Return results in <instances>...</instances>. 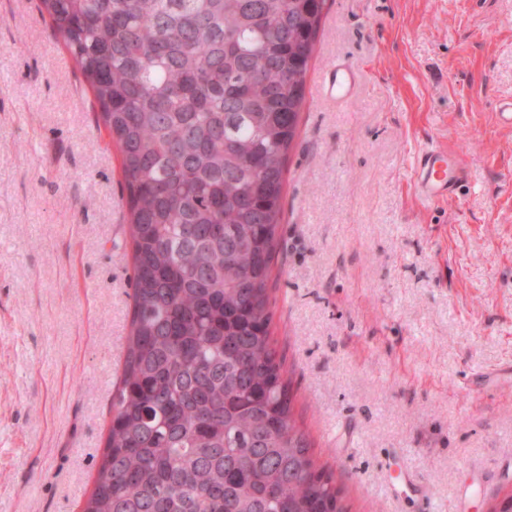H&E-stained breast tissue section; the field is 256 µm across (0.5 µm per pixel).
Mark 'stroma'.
<instances>
[{"label":"stroma","instance_id":"stroma-1","mask_svg":"<svg viewBox=\"0 0 512 512\" xmlns=\"http://www.w3.org/2000/svg\"><path fill=\"white\" fill-rule=\"evenodd\" d=\"M353 66L345 104L324 65ZM512 0H326L288 153L270 333L346 512L411 467L444 512L512 495ZM37 0H0V512H82L133 306L120 157ZM457 155L424 204L415 156Z\"/></svg>","mask_w":512,"mask_h":512}]
</instances>
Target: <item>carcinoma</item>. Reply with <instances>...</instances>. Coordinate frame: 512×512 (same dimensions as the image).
<instances>
[{"mask_svg":"<svg viewBox=\"0 0 512 512\" xmlns=\"http://www.w3.org/2000/svg\"><path fill=\"white\" fill-rule=\"evenodd\" d=\"M325 0H39L118 147L133 314L82 512H345L269 282Z\"/></svg>","mask_w":512,"mask_h":512,"instance_id":"obj_1","label":"carcinoma"}]
</instances>
